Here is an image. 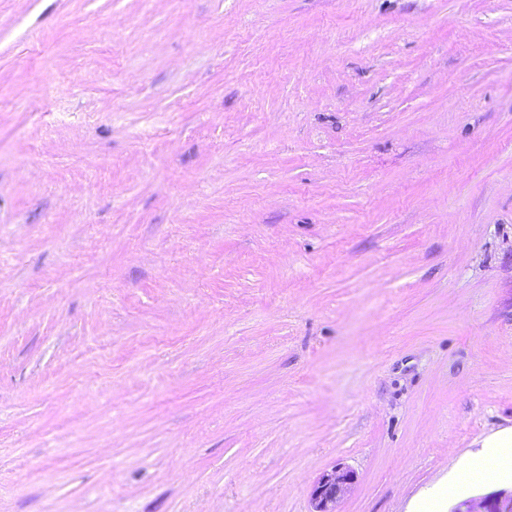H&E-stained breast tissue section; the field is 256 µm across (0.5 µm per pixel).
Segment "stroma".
Returning <instances> with one entry per match:
<instances>
[{"label":"stroma","mask_w":512,"mask_h":512,"mask_svg":"<svg viewBox=\"0 0 512 512\" xmlns=\"http://www.w3.org/2000/svg\"><path fill=\"white\" fill-rule=\"evenodd\" d=\"M512 428V0H0V512H406ZM355 478L352 470L342 467L324 472L312 487L310 512H338L336 506L350 491Z\"/></svg>","instance_id":"stroma-1"}]
</instances>
